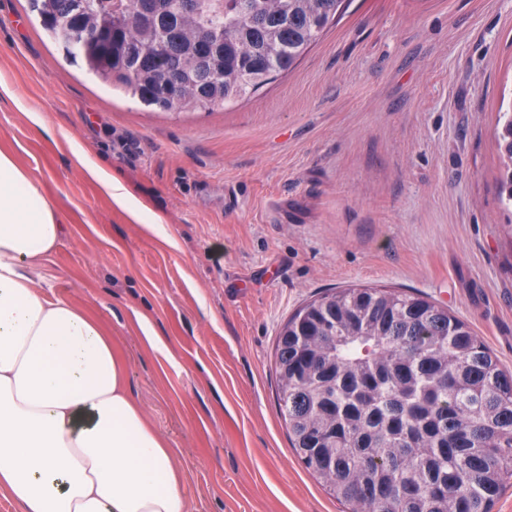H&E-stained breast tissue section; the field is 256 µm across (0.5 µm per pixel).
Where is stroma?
<instances>
[{"mask_svg":"<svg viewBox=\"0 0 512 512\" xmlns=\"http://www.w3.org/2000/svg\"><path fill=\"white\" fill-rule=\"evenodd\" d=\"M511 106L512 0H351L291 71L180 114L112 92L28 0H0V149L64 223L36 273L111 334L196 512H346L296 457L274 369L282 326L327 289L423 294L512 370ZM74 142L164 234L114 205ZM497 145L504 163L498 180L499 194L512 201V115L499 124Z\"/></svg>","mask_w":512,"mask_h":512,"instance_id":"35a3bbf8","label":"stroma"}]
</instances>
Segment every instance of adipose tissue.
I'll return each mask as SVG.
<instances>
[{
	"label": "adipose tissue",
	"mask_w": 512,
	"mask_h": 512,
	"mask_svg": "<svg viewBox=\"0 0 512 512\" xmlns=\"http://www.w3.org/2000/svg\"><path fill=\"white\" fill-rule=\"evenodd\" d=\"M72 152L117 207L163 233L159 214L80 146ZM61 231L39 179L0 150V493L20 512H195L111 336L86 306L49 296L31 276Z\"/></svg>",
	"instance_id": "adipose-tissue-1"
}]
</instances>
